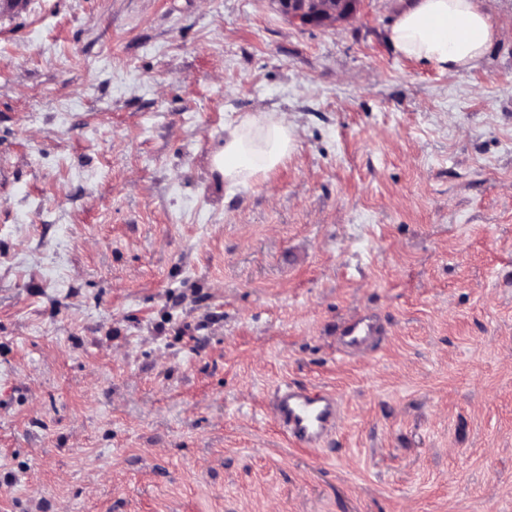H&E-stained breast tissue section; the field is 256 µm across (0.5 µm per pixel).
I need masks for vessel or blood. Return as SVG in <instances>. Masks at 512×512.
I'll use <instances>...</instances> for the list:
<instances>
[{
    "label": "vessel or blood",
    "mask_w": 512,
    "mask_h": 512,
    "mask_svg": "<svg viewBox=\"0 0 512 512\" xmlns=\"http://www.w3.org/2000/svg\"><path fill=\"white\" fill-rule=\"evenodd\" d=\"M379 331L376 316L358 314L343 323L339 342L343 348L358 349ZM273 415L290 442L320 448L335 431L341 412L335 394L286 384L276 392Z\"/></svg>",
    "instance_id": "obj_1"
}]
</instances>
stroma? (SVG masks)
<instances>
[{
  "instance_id": "obj_1",
  "label": "stroma",
  "mask_w": 512,
  "mask_h": 512,
  "mask_svg": "<svg viewBox=\"0 0 512 512\" xmlns=\"http://www.w3.org/2000/svg\"><path fill=\"white\" fill-rule=\"evenodd\" d=\"M410 3L0 8V512H512V0L452 74L390 46ZM257 110L301 139L228 184ZM353 1L355 0H276L283 13L301 24L317 23L322 20L321 16L312 10V4H318V9L335 21L345 20L353 12ZM297 127L284 112H251L225 127L224 143L212 166L231 184L256 181L291 153L299 140ZM379 331L380 326L375 315H354L343 323L339 342L344 349L362 348ZM273 415L290 442L321 448L336 430L341 412L333 393L284 384L276 392Z\"/></svg>"
}]
</instances>
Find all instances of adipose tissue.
Listing matches in <instances>:
<instances>
[{"instance_id": "adipose-tissue-1", "label": "adipose tissue", "mask_w": 512, "mask_h": 512, "mask_svg": "<svg viewBox=\"0 0 512 512\" xmlns=\"http://www.w3.org/2000/svg\"><path fill=\"white\" fill-rule=\"evenodd\" d=\"M498 31L482 0H415L389 31L395 52L455 73L476 63ZM286 113L252 112L225 127L212 165L232 184L257 180L291 153L299 140Z\"/></svg>"}]
</instances>
